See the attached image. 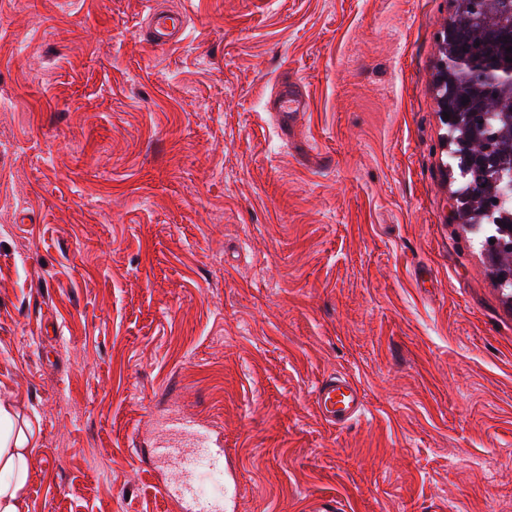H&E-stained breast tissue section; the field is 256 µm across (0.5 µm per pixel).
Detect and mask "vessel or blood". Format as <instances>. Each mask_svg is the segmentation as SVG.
I'll list each match as a JSON object with an SVG mask.
<instances>
[{
    "label": "vessel or blood",
    "instance_id": "b4317fda",
    "mask_svg": "<svg viewBox=\"0 0 512 512\" xmlns=\"http://www.w3.org/2000/svg\"><path fill=\"white\" fill-rule=\"evenodd\" d=\"M186 27L184 13L156 8L149 11L148 32L154 44L180 41ZM269 109L279 127L285 129L294 124L300 113L309 111L310 101L302 90L284 83L270 100ZM314 402L323 422L342 427L361 415L365 408V394L358 381L345 374H336L324 378L315 388ZM157 454L172 465L169 481L160 486L162 492H180L187 500L189 512H224L227 502L234 497L233 478L224 470L219 453L205 439H198L190 448L166 445L158 449ZM205 471L222 479L220 495L204 497L197 494V482Z\"/></svg>",
    "mask_w": 512,
    "mask_h": 512
}]
</instances>
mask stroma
I'll return each instance as SVG.
<instances>
[{"instance_id": "35a3bbf8", "label": "stroma", "mask_w": 512, "mask_h": 512, "mask_svg": "<svg viewBox=\"0 0 512 512\" xmlns=\"http://www.w3.org/2000/svg\"><path fill=\"white\" fill-rule=\"evenodd\" d=\"M0 0V400L28 512H183L171 417L229 512H512V310L453 219L449 0ZM285 81L312 103L282 133ZM343 372L364 413L325 424ZM187 27L184 13L173 10L150 8L148 32L150 41L156 45L179 42ZM361 385L345 374L324 378L314 390L320 419L332 427H343L356 420L365 408ZM159 457L168 459L172 465L170 481L163 482L159 490L168 493L174 490L187 499L186 510L192 512H222L226 510V503L234 497V478L224 471L221 455L217 453L212 444H206L202 437L197 438L193 448H182L178 445H166L155 448ZM206 470L211 475L222 478L223 490L214 497L199 496L196 485L200 474Z\"/></svg>"}]
</instances>
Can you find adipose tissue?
Masks as SVG:
<instances>
[{
  "label": "adipose tissue",
  "instance_id": "obj_1",
  "mask_svg": "<svg viewBox=\"0 0 512 512\" xmlns=\"http://www.w3.org/2000/svg\"><path fill=\"white\" fill-rule=\"evenodd\" d=\"M35 451L29 423L0 403V512H27V464Z\"/></svg>",
  "mask_w": 512,
  "mask_h": 512
}]
</instances>
